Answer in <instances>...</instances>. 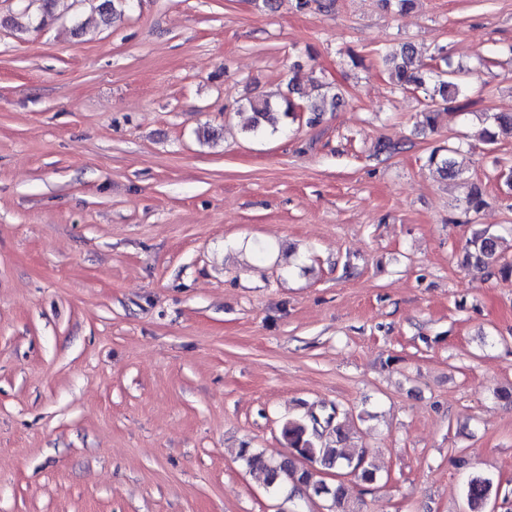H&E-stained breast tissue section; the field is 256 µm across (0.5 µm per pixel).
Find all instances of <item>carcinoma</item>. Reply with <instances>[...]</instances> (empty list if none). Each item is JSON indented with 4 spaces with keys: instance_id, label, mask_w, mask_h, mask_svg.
Masks as SVG:
<instances>
[{
    "instance_id": "cac0c4a2",
    "label": "carcinoma",
    "mask_w": 512,
    "mask_h": 512,
    "mask_svg": "<svg viewBox=\"0 0 512 512\" xmlns=\"http://www.w3.org/2000/svg\"><path fill=\"white\" fill-rule=\"evenodd\" d=\"M416 48L413 44L402 43L395 50L386 54L385 64L389 67L397 85L403 89L415 88L424 91L427 104L421 112V126L435 129L441 111L453 104L459 110H465L471 103L469 91L461 78V69L445 62V67L434 68L430 65L414 66L413 59ZM301 78L293 75L288 81L289 95L279 105H274L265 97H257L248 101L252 112L250 132L254 135L275 132L284 117H295L298 112L309 114L307 122L314 124L321 113L335 106L339 96H328L323 93L314 99H295L292 94L298 92ZM481 139L488 145L497 143L499 136H512V113L495 112L482 120ZM462 152L461 146H450L436 149L428 158L429 165L445 178L458 179L463 175V167L457 156ZM487 206L482 189L476 185L470 187L462 200L464 214H477ZM501 238L479 229L468 241L465 262L471 266L487 268L491 273L503 277L512 275V263L502 262L499 251ZM318 415L310 412L302 416L290 417L282 424V436L288 444L289 455L280 461L266 459L263 454L250 448H243L240 457L250 468L263 470L267 475V483L276 489L291 483L293 488L303 489L317 497L331 502L329 512H349L351 505L348 490L344 483H329L324 474L349 464L364 463L355 477L364 484L371 485L377 480L376 470L367 462L366 451L346 447L350 438L351 426L349 411L334 407L329 413L326 428L316 431ZM301 457L307 465L299 466L295 457ZM493 480L476 471L471 472L465 487V498L469 512H487L492 498L497 496Z\"/></svg>"
}]
</instances>
